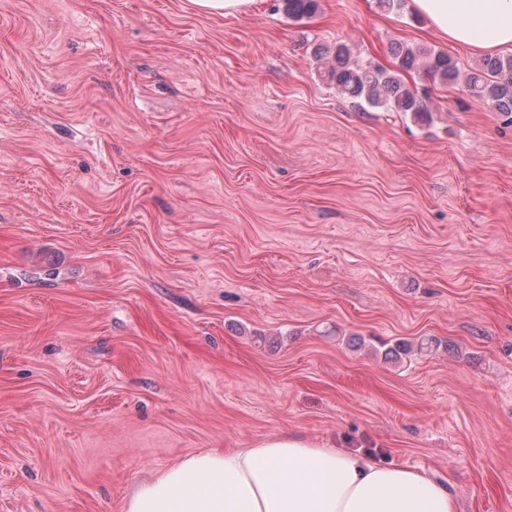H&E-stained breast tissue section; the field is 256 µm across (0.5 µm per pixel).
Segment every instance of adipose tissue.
<instances>
[{
  "instance_id": "obj_1",
  "label": "adipose tissue",
  "mask_w": 512,
  "mask_h": 512,
  "mask_svg": "<svg viewBox=\"0 0 512 512\" xmlns=\"http://www.w3.org/2000/svg\"><path fill=\"white\" fill-rule=\"evenodd\" d=\"M411 4L451 43L512 52V0ZM123 512H455V501L448 486L417 469L279 435L250 448L189 454L137 484Z\"/></svg>"
}]
</instances>
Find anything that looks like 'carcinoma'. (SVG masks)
<instances>
[{"mask_svg":"<svg viewBox=\"0 0 512 512\" xmlns=\"http://www.w3.org/2000/svg\"><path fill=\"white\" fill-rule=\"evenodd\" d=\"M283 3L285 13L293 21L309 18L319 9L318 0H283ZM392 55L393 66L387 68L352 58L348 44L338 42L330 53L325 74L342 96L370 108L403 112L419 121L428 120L430 110L417 87L407 81V75L416 71L443 84L461 82L474 101L512 115V54L487 56L467 72L461 70L452 56L441 51L397 43L392 47ZM438 346L433 337L421 338L413 346L398 344L386 350L385 356L413 350L422 354Z\"/></svg>","mask_w":512,"mask_h":512,"instance_id":"1","label":"carcinoma"}]
</instances>
